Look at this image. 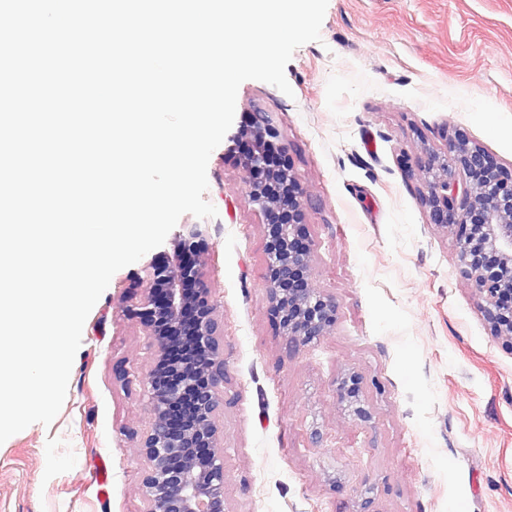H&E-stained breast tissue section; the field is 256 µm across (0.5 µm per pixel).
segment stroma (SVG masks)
Listing matches in <instances>:
<instances>
[{
  "instance_id": "stroma-1",
  "label": "stroma",
  "mask_w": 512,
  "mask_h": 512,
  "mask_svg": "<svg viewBox=\"0 0 512 512\" xmlns=\"http://www.w3.org/2000/svg\"><path fill=\"white\" fill-rule=\"evenodd\" d=\"M285 95L248 80L213 151L202 249L224 329L226 512H512V348L490 336L432 224L416 170L454 131L512 168V0H329ZM274 130L308 201L314 284L332 333L288 352L268 318L262 216L241 130ZM175 234L114 274L83 328L64 404L0 444V512H146L148 338L126 300ZM362 379L371 417L338 396Z\"/></svg>"
}]
</instances>
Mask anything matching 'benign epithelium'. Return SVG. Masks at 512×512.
I'll list each match as a JSON object with an SVG mask.
<instances>
[{"label":"benign epithelium","mask_w":512,"mask_h":512,"mask_svg":"<svg viewBox=\"0 0 512 512\" xmlns=\"http://www.w3.org/2000/svg\"><path fill=\"white\" fill-rule=\"evenodd\" d=\"M271 134L259 119L247 131L254 149L245 173L263 217L269 315L292 352L330 334L336 303L313 286L304 194L289 168L268 166L264 144ZM419 171L426 175L423 202L432 223L455 230L461 275L484 302L490 335L512 348V169L457 131L446 151L430 153ZM202 235V225L185 226L175 260L152 267L139 300L125 306L149 338L143 386L150 419L139 442L148 462L141 485L147 512H224L223 332L195 244ZM339 390L358 416L368 417L358 405V377L343 379Z\"/></svg>","instance_id":"benign-epithelium-1"}]
</instances>
